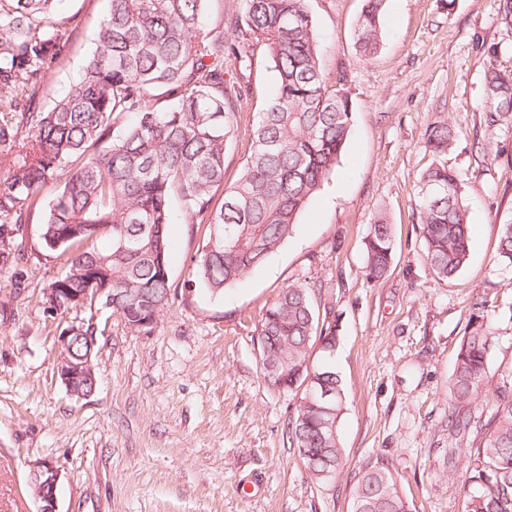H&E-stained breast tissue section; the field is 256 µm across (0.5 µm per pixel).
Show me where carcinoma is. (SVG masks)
<instances>
[{
    "label": "carcinoma",
    "instance_id": "obj_1",
    "mask_svg": "<svg viewBox=\"0 0 512 512\" xmlns=\"http://www.w3.org/2000/svg\"><path fill=\"white\" fill-rule=\"evenodd\" d=\"M207 0H109L96 48L79 79L45 110L52 69L70 51L75 28L52 15L55 0H0V264L25 256L23 226L44 189L57 192L44 213L40 244L65 257L51 288H110L112 313L134 322V306H169L171 198L184 223L206 224L209 239L192 276L219 295L262 265L292 236L309 201L336 170L351 133L352 102L328 80L308 0H239L230 46L237 59L264 47L277 79L275 98L260 116L252 150L234 186L224 191V154L237 123L240 91L224 81V37L202 28ZM384 0H366L357 24L363 57L380 47ZM484 108L490 123L512 118V72L491 64ZM132 117L124 133L112 127ZM457 136L444 120L424 131L435 156ZM420 234L426 262L442 280L470 257L464 180L441 162L420 176ZM394 258L393 225L378 216L364 242L366 275L382 279ZM497 262L512 267V221L501 228ZM494 300L476 292L467 333L449 383L448 436L472 429L484 439L469 454L463 491L467 512H512V378L495 383L489 362L498 336ZM264 375L274 370L300 395L287 423L311 479L344 469L338 424L345 389L325 362L305 367L314 349L331 352L336 325L314 292L290 285L258 327ZM303 370L298 375L296 371ZM327 400L309 398V391ZM492 393L485 421L456 407ZM352 512H412L382 460L354 475Z\"/></svg>",
    "mask_w": 512,
    "mask_h": 512
}]
</instances>
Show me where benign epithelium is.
<instances>
[{"label": "benign epithelium", "instance_id": "obj_1", "mask_svg": "<svg viewBox=\"0 0 512 512\" xmlns=\"http://www.w3.org/2000/svg\"><path fill=\"white\" fill-rule=\"evenodd\" d=\"M44 309L55 318L65 317L73 308H92L101 303L112 307L110 288H46L43 291ZM98 327L92 320H76L67 323L58 335V357L56 372L67 392L76 398H86L97 388L95 366ZM86 342L87 353L73 355L74 344ZM58 469L49 462H38L31 466L30 486L40 502L38 512H58L56 487Z\"/></svg>", "mask_w": 512, "mask_h": 512}]
</instances>
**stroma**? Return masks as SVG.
Returning a JSON list of instances; mask_svg holds the SVG:
<instances>
[{"label":"stroma","mask_w":512,"mask_h":512,"mask_svg":"<svg viewBox=\"0 0 512 512\" xmlns=\"http://www.w3.org/2000/svg\"><path fill=\"white\" fill-rule=\"evenodd\" d=\"M500 0H385L383 44L355 48L365 0H308L329 79L343 77L353 127L335 172L301 214L294 234L239 285L213 295L189 284L207 225L170 227L177 287L152 328L137 330L106 308L67 318L44 311L43 290L63 258L39 245L43 209L26 226V262L0 268V512H38L32 464L60 473L59 512H352L350 478L388 462L413 512H465L459 479L479 435L450 442L448 386L477 290L496 294L498 343L490 373L512 372V270L495 263L512 221V119L488 124L482 103L489 63L512 71V23ZM105 0H61L76 28L50 94L79 78L95 48ZM242 89L224 155V184L238 179L252 131L275 96L267 53L228 61ZM458 130L444 161L465 183L470 260L450 280L429 269L419 235V178L433 162L423 132L438 120ZM394 228L388 274H365L363 241L377 214ZM337 325L331 361L345 387L339 435L346 466L313 481L290 448L285 424L299 398L263 377L256 345L265 310L292 284ZM95 318L98 385L69 395L56 373L67 321Z\"/></svg>","instance_id":"stroma-1"}]
</instances>
